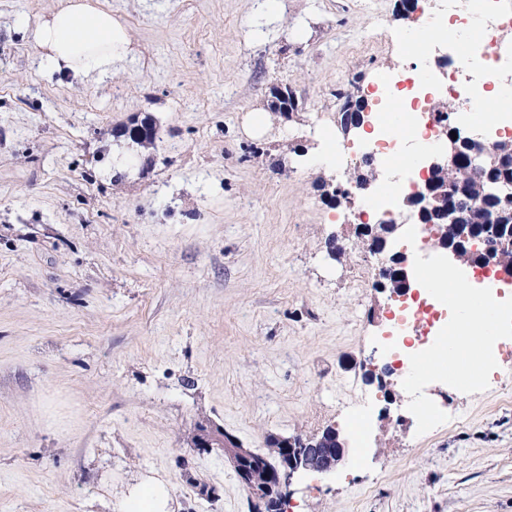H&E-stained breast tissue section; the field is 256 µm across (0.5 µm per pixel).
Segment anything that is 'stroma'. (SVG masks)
Masks as SVG:
<instances>
[{
	"label": "stroma",
	"mask_w": 512,
	"mask_h": 512,
	"mask_svg": "<svg viewBox=\"0 0 512 512\" xmlns=\"http://www.w3.org/2000/svg\"><path fill=\"white\" fill-rule=\"evenodd\" d=\"M102 2L132 52L76 78L30 38L60 0H0V512H120L148 484L160 512H249L198 425L254 452L329 426L351 445L354 378L392 426L294 480L283 512H512V356L483 392L428 385L449 420L418 436L370 375L390 294L354 293L365 253L323 198L352 175L327 159L337 92L416 61L360 46L396 0ZM135 114L161 135L146 175L119 133Z\"/></svg>",
	"instance_id": "stroma-1"
}]
</instances>
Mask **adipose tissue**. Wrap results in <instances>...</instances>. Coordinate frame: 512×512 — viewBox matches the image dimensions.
I'll list each match as a JSON object with an SVG mask.
<instances>
[{"mask_svg": "<svg viewBox=\"0 0 512 512\" xmlns=\"http://www.w3.org/2000/svg\"><path fill=\"white\" fill-rule=\"evenodd\" d=\"M31 36L40 50L41 66L51 72L104 75L130 52L126 29L97 0H64L33 28Z\"/></svg>", "mask_w": 512, "mask_h": 512, "instance_id": "obj_1", "label": "adipose tissue"}]
</instances>
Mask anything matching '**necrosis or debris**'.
Returning a JSON list of instances; mask_svg holds the SVG:
<instances>
[{
    "label": "necrosis or debris",
    "instance_id": "1",
    "mask_svg": "<svg viewBox=\"0 0 512 512\" xmlns=\"http://www.w3.org/2000/svg\"><path fill=\"white\" fill-rule=\"evenodd\" d=\"M415 23L427 31L453 28V37L446 41V70L427 62L418 68L379 73L369 89L377 109L366 130L365 151L340 145L332 153L339 169L357 163L362 153H369L374 163L391 176L388 193L373 198L354 191L355 219L360 224L369 223L374 217L410 227L419 223L416 216L401 210L396 200L414 196L429 174L422 158L406 155L402 141L391 136L385 123L389 110L406 112L415 136L429 149L442 138L435 96H446L460 114L476 110L488 91V83L478 68L482 61L495 63L498 82L512 81V40L498 38L499 33L512 32V12L502 8L501 0H425ZM448 319V308L425 288L413 289L395 299L383 331L384 375L404 377L410 355L429 347Z\"/></svg>",
    "mask_w": 512,
    "mask_h": 512
}]
</instances>
